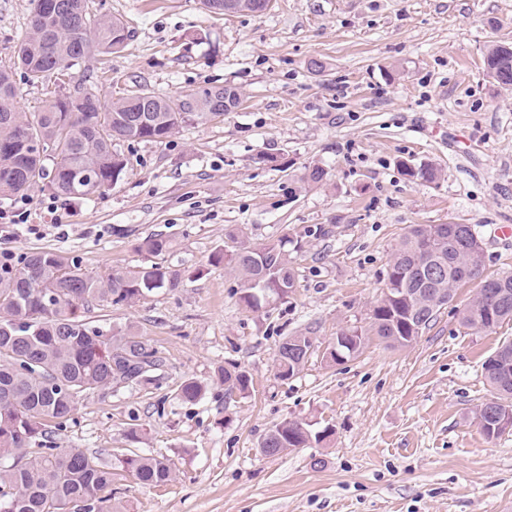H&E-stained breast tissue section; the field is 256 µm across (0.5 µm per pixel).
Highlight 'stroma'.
<instances>
[{"label":"stroma","instance_id":"1","mask_svg":"<svg viewBox=\"0 0 512 512\" xmlns=\"http://www.w3.org/2000/svg\"><path fill=\"white\" fill-rule=\"evenodd\" d=\"M91 6L133 32L124 51L93 60L101 104L135 81L173 99L229 83L242 104L223 121L122 144L124 180L69 200L63 229L50 226L47 190L31 195L41 236L0 224V252L52 249L91 274L155 262L183 274L135 306H94L91 319L144 336L166 363L157 384L85 397L54 446L109 463L129 451L170 459L175 477L161 486L115 477L128 512H500L512 502V431L487 438L475 411L493 397L482 364L512 340V322L461 324L476 282L410 346L369 333L353 358L326 353L343 330L369 332L413 225H474L484 276L512 273V243L490 235L512 225V85L483 65L490 44L512 42V0H273L228 15L199 0ZM29 9L0 0V58ZM404 161L441 176L410 182ZM315 167L326 173L317 184L305 179ZM155 234L169 250H137ZM234 238L284 242L295 288L258 309L242 303L237 275L213 258ZM290 336L310 337L314 351L284 380L275 354ZM231 366L247 372V391L217 381ZM188 378L207 382L201 401L177 397ZM288 419L327 436L261 453Z\"/></svg>","mask_w":512,"mask_h":512}]
</instances>
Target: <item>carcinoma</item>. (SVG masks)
<instances>
[{
  "instance_id": "1",
  "label": "carcinoma",
  "mask_w": 512,
  "mask_h": 512,
  "mask_svg": "<svg viewBox=\"0 0 512 512\" xmlns=\"http://www.w3.org/2000/svg\"><path fill=\"white\" fill-rule=\"evenodd\" d=\"M31 0L24 36L13 47V62L0 63V200L26 197L37 189L92 201L120 183L129 159L115 149L119 142L158 141L182 125L211 122L236 107L239 98L231 86L205 87L176 100L135 85L125 97L102 106L95 94V77L89 69L94 55L123 51L131 37L127 24L115 16L99 15L89 0ZM202 0L211 13H255L266 10L270 0ZM487 73L503 84H512V53L496 43L484 57ZM27 81L42 86L47 95L41 111H18L14 70ZM82 73L83 82L65 92L69 71ZM411 181L434 182L438 171L429 164L400 163ZM461 235L451 240L435 235L427 224L409 230L393 252L386 269L384 288L372 310V329L392 347L411 345L431 326L440 308L428 304L429 295L417 299V289H448L461 272L470 268L479 275L483 255H473L463 245L473 235L471 224L459 225ZM170 247L167 237L144 238L140 249L161 254ZM234 271L241 300L252 307L261 284L279 281L295 287V274L285 244L254 247L243 242L213 255ZM438 265L444 279L424 283V271ZM508 302L495 309L483 299L470 302L461 324L479 331L512 321V274L505 275ZM181 284V274L154 263L133 269L114 267L104 275L86 273L79 262L52 249L31 251L0 265V512H124L112 501L114 472L132 476L143 486H160L173 479L174 468L166 458L127 454L108 465L94 454L51 445L50 434L73 420L80 401L112 387H146L158 380L165 365L162 353L141 336L112 332L86 317L89 307L133 306L162 289ZM365 331L353 328L340 334L337 350L344 359L355 356L365 344ZM312 340L290 336L275 355L279 377L295 375L311 354ZM484 376L500 411L512 413V341L503 343L483 365ZM218 380L227 390L244 392L245 372L222 370ZM206 386L184 380L178 396L195 403ZM487 437L500 436L494 416L476 412ZM278 453L305 448L320 441L305 433L296 420H285L272 429Z\"/></svg>"
}]
</instances>
